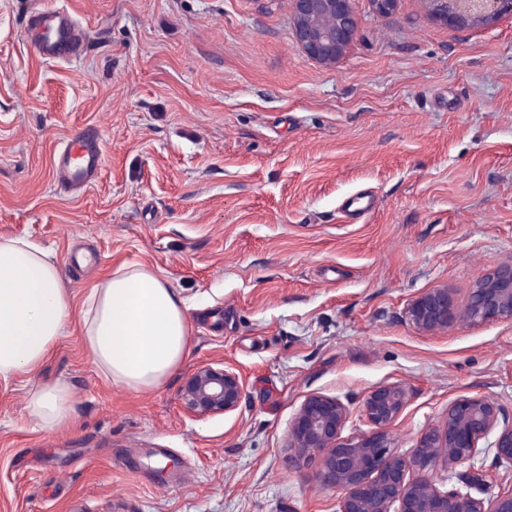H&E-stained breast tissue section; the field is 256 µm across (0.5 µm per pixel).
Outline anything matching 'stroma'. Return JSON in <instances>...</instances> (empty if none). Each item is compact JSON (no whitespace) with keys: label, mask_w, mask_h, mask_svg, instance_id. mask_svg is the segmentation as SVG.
Here are the masks:
<instances>
[{"label":"stroma","mask_w":512,"mask_h":512,"mask_svg":"<svg viewBox=\"0 0 512 512\" xmlns=\"http://www.w3.org/2000/svg\"><path fill=\"white\" fill-rule=\"evenodd\" d=\"M67 10L86 46L50 62L25 22ZM357 35L327 66L293 40L291 0H0V238L51 248L74 316L37 377L0 379V512H339L321 460L290 455L312 393L373 426L364 398L399 385L398 453L482 396L512 417V320L467 321L474 284L512 262V13L438 20L352 0ZM106 154L83 193L53 160L78 127ZM376 207L352 220L343 203ZM139 264L186 302L189 354L135 393L92 364L78 317L101 273ZM447 289L457 318L424 334L408 303ZM238 373L234 412L195 418L184 378ZM78 403L66 426L27 415L33 380Z\"/></svg>","instance_id":"35a3bbf8"}]
</instances>
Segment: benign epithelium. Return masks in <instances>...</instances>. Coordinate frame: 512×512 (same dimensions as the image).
<instances>
[{
  "mask_svg": "<svg viewBox=\"0 0 512 512\" xmlns=\"http://www.w3.org/2000/svg\"><path fill=\"white\" fill-rule=\"evenodd\" d=\"M443 21L463 25L490 23L512 11V0H476L454 5L431 0ZM293 38L312 60L332 65L352 44L358 20L351 0H292ZM464 315L480 323L512 320V264L489 272L471 288ZM406 317L419 331L448 328L456 317L448 289L434 288L408 304ZM241 377L230 370L203 366L180 390L184 409L196 417L235 411L243 398ZM407 401L405 390L381 386L366 396L362 412L376 431L347 443L338 442L348 412L338 399L313 393L306 397L290 426L288 446L298 457L321 458L324 486L341 494L340 512H512V489L488 499L471 488L485 482L484 470L459 475L460 488L439 489L431 468L441 462L454 469L482 453L479 442L497 432L492 445L494 466L512 469V418L485 397H465L448 405L442 425L423 432L410 455L394 449L389 428Z\"/></svg>",
  "mask_w": 512,
  "mask_h": 512,
  "instance_id": "7a95c632",
  "label": "benign epithelium"
}]
</instances>
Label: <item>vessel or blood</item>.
<instances>
[{
    "label": "vessel or blood",
    "mask_w": 512,
    "mask_h": 512,
    "mask_svg": "<svg viewBox=\"0 0 512 512\" xmlns=\"http://www.w3.org/2000/svg\"><path fill=\"white\" fill-rule=\"evenodd\" d=\"M30 43L42 58L64 61L76 57L80 37L72 21L59 9L43 6L30 16ZM104 142L100 133L82 128L72 133L54 160L55 183L64 192L87 186L102 167Z\"/></svg>",
    "instance_id": "obj_1"
}]
</instances>
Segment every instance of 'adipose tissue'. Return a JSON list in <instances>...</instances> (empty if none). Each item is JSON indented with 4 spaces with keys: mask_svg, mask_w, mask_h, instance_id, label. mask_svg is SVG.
<instances>
[{
    "mask_svg": "<svg viewBox=\"0 0 512 512\" xmlns=\"http://www.w3.org/2000/svg\"><path fill=\"white\" fill-rule=\"evenodd\" d=\"M71 317L70 292L50 250L0 239V378L36 374ZM94 366L135 392L159 387L184 359L190 328L185 301L156 271L136 264L108 270L91 288L81 315ZM75 394L41 382L28 394L29 417L66 424Z\"/></svg>",
    "mask_w": 512,
    "mask_h": 512,
    "instance_id": "1",
    "label": "adipose tissue"
}]
</instances>
